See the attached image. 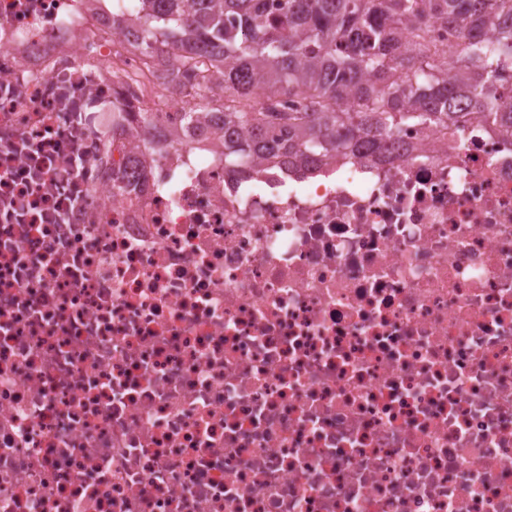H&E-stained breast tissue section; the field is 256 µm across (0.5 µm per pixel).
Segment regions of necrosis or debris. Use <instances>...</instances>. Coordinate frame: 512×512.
I'll return each instance as SVG.
<instances>
[{
  "instance_id": "4bbe7bcc",
  "label": "necrosis or debris",
  "mask_w": 512,
  "mask_h": 512,
  "mask_svg": "<svg viewBox=\"0 0 512 512\" xmlns=\"http://www.w3.org/2000/svg\"><path fill=\"white\" fill-rule=\"evenodd\" d=\"M129 16L0 0V512H512V127L228 167Z\"/></svg>"
}]
</instances>
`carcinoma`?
I'll return each mask as SVG.
<instances>
[{
  "mask_svg": "<svg viewBox=\"0 0 512 512\" xmlns=\"http://www.w3.org/2000/svg\"><path fill=\"white\" fill-rule=\"evenodd\" d=\"M438 13L469 23L464 56L446 63L434 49L414 56ZM512 0H136L129 24L143 55L182 49L156 81L182 102L210 100L222 110L224 164L286 158L305 169L338 154L373 152L409 125L465 123L462 93L500 119L486 72L512 78ZM299 99L294 112H264L254 98ZM246 131L249 138L239 139Z\"/></svg>",
  "mask_w": 512,
  "mask_h": 512,
  "instance_id": "cac0c4a2",
  "label": "carcinoma"
}]
</instances>
